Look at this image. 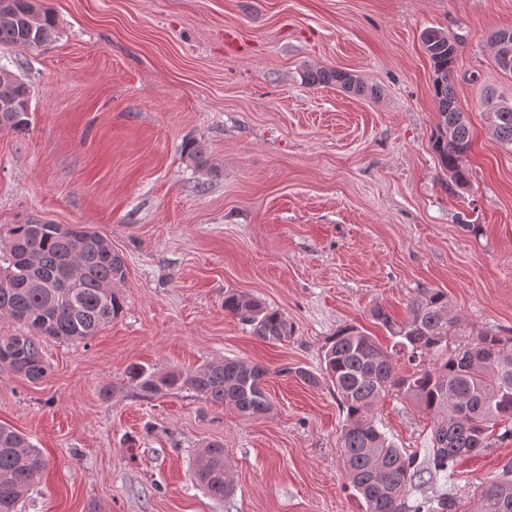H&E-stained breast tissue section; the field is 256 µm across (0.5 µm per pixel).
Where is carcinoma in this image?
<instances>
[{
	"mask_svg": "<svg viewBox=\"0 0 512 512\" xmlns=\"http://www.w3.org/2000/svg\"><path fill=\"white\" fill-rule=\"evenodd\" d=\"M56 20L39 0H11L0 9V47L35 49L53 41ZM433 67V97L437 121L432 148L448 179L457 188L470 180L462 158L472 146L467 113L459 106L452 84L458 57L456 37L435 28L421 33ZM309 85L332 84L362 94L358 78L336 69H308ZM30 85L13 72L0 69V130L23 132L30 124ZM489 132L512 147V102L490 96L485 100ZM125 264L111 241L84 227L29 221L7 231L0 248V318L27 328L0 336V369L40 382L49 367L43 356L51 341L84 342L122 312L112 284L124 279ZM224 312L269 342L293 334L286 316L247 293L224 295ZM371 317L389 334L384 347L356 326H345L330 337L322 351L320 372L284 367L308 384L324 378L331 383L346 423L341 432L344 464L350 486L365 503V512H405V493L420 485L454 480L457 463L497 443L512 440V336L466 333L448 312V296L424 289L409 306L405 320L375 306ZM412 370L401 372L397 361ZM267 369L239 359L212 362L194 371L128 369L143 398H161L192 390L207 402L232 408L247 419L260 418L272 408L263 388ZM395 394L432 415L434 425L428 467L417 454L397 447L378 425L375 407ZM46 460L29 438L0 425V512H18V505L38 484ZM224 444L210 442L197 455L194 477L207 493L222 499L232 491L226 477ZM452 494L426 497L414 512H459ZM467 512H512V464L482 485Z\"/></svg>",
	"mask_w": 512,
	"mask_h": 512,
	"instance_id": "carcinoma-1",
	"label": "carcinoma"
}]
</instances>
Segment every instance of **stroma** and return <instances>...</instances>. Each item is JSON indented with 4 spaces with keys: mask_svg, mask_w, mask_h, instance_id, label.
Masks as SVG:
<instances>
[{
    "mask_svg": "<svg viewBox=\"0 0 512 512\" xmlns=\"http://www.w3.org/2000/svg\"><path fill=\"white\" fill-rule=\"evenodd\" d=\"M56 40L0 48L33 89L24 134L0 131V230L39 220L112 242L122 313L80 344L50 343L46 378L0 371V423L47 467L21 512H363L339 439L346 421L320 369L328 337L372 329L438 288L469 332L512 331V151L487 129L488 95L512 100L489 35L512 0H41ZM458 37L454 89L473 134L466 188L432 149L433 72L420 35ZM336 68L369 92L305 84ZM196 143L200 168L185 146ZM478 224L480 235L461 222ZM234 290L293 326L253 336L224 311ZM264 365L272 409L246 419L191 391L140 398L127 370ZM388 437L427 462L431 417L388 396ZM227 452L234 492L192 487L198 448ZM512 463V441L464 458L452 493L469 507Z\"/></svg>",
    "mask_w": 512,
    "mask_h": 512,
    "instance_id": "obj_1",
    "label": "stroma"
}]
</instances>
